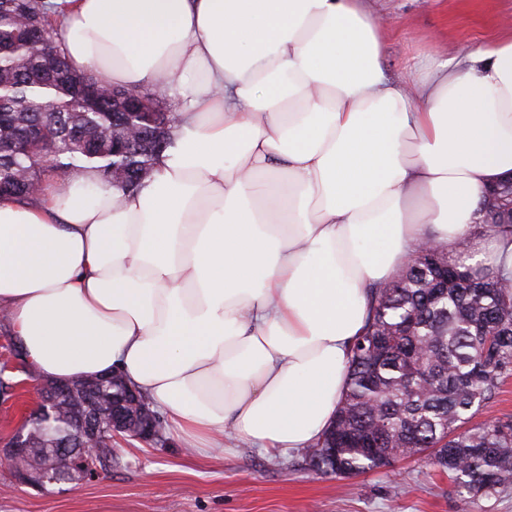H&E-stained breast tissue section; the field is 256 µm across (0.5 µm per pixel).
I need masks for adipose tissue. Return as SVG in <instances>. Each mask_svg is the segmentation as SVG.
Returning a JSON list of instances; mask_svg holds the SVG:
<instances>
[{"mask_svg":"<svg viewBox=\"0 0 512 512\" xmlns=\"http://www.w3.org/2000/svg\"><path fill=\"white\" fill-rule=\"evenodd\" d=\"M54 2L75 69L152 86L180 123L136 194L88 168L38 205L0 199V311L33 370H120L204 455L228 431L268 455L315 443L367 288L468 232L512 172V32L392 82L361 0Z\"/></svg>","mask_w":512,"mask_h":512,"instance_id":"adipose-tissue-1","label":"adipose tissue"}]
</instances>
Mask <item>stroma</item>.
Listing matches in <instances>:
<instances>
[{"instance_id":"stroma-1","label":"stroma","mask_w":512,"mask_h":512,"mask_svg":"<svg viewBox=\"0 0 512 512\" xmlns=\"http://www.w3.org/2000/svg\"><path fill=\"white\" fill-rule=\"evenodd\" d=\"M386 38L385 77H406L413 61L463 60L512 30V0H364ZM121 466L70 483L39 487L0 468V512H512V490L463 501L425 458L339 478L310 472L301 450L269 457L225 439L202 456L164 430L158 442L114 440Z\"/></svg>"}]
</instances>
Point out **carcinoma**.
<instances>
[{
	"label": "carcinoma",
	"instance_id": "cac0c4a2",
	"mask_svg": "<svg viewBox=\"0 0 512 512\" xmlns=\"http://www.w3.org/2000/svg\"><path fill=\"white\" fill-rule=\"evenodd\" d=\"M60 12L46 0H0V196L40 203L43 183L67 181L96 164L103 183L124 194L150 173L178 123L149 87H117L72 70L61 43L28 45L34 28L56 32ZM139 126L127 136L129 122ZM498 218L484 208L472 230L432 253L411 257L391 280L371 286L363 333L351 348L347 391L332 427L304 451L313 472L340 477L381 470L434 448L433 465L452 475L465 499L512 489V416L475 421L512 377V276L507 256L472 262L476 242H512V189L501 187ZM112 390L98 389L102 431L88 455L95 472L120 463L107 430ZM87 410L76 393L55 429L32 432L21 466H56L75 439L71 418Z\"/></svg>",
	"mask_w": 512,
	"mask_h": 512
}]
</instances>
